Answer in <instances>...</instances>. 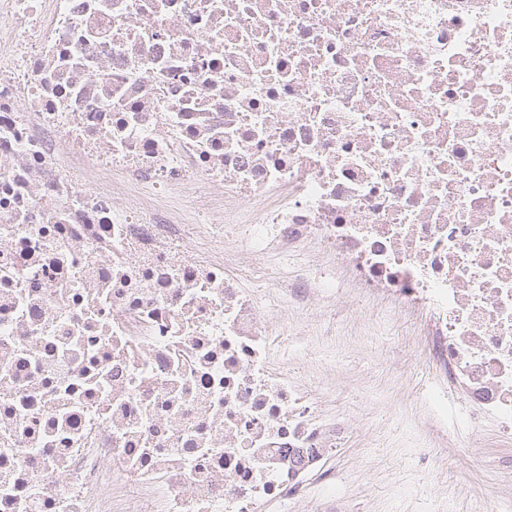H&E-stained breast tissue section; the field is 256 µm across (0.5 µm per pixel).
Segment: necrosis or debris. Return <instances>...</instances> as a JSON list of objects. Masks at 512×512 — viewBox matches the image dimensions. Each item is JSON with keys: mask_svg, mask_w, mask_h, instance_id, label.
Wrapping results in <instances>:
<instances>
[{"mask_svg": "<svg viewBox=\"0 0 512 512\" xmlns=\"http://www.w3.org/2000/svg\"><path fill=\"white\" fill-rule=\"evenodd\" d=\"M405 327L432 479L448 399L511 446L512 0H0V512H352L332 373Z\"/></svg>", "mask_w": 512, "mask_h": 512, "instance_id": "necrosis-or-debris-1", "label": "necrosis or debris"}]
</instances>
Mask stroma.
<instances>
[{
    "instance_id": "stroma-1",
    "label": "stroma",
    "mask_w": 512,
    "mask_h": 512,
    "mask_svg": "<svg viewBox=\"0 0 512 512\" xmlns=\"http://www.w3.org/2000/svg\"><path fill=\"white\" fill-rule=\"evenodd\" d=\"M390 373L406 378L414 389L426 382L428 372L416 337H398L382 348L353 346L339 370L338 386L343 398L357 404L358 409L348 436L333 458V465L347 470L351 476L346 492L354 501L356 512H406L411 506L409 500L389 498L380 482L367 475L366 443L378 433L385 419L394 416L398 402L389 400L379 412L367 407L365 400L368 391L383 386ZM505 453V448L489 441L471 448L464 456L449 454L447 480L484 486Z\"/></svg>"
}]
</instances>
